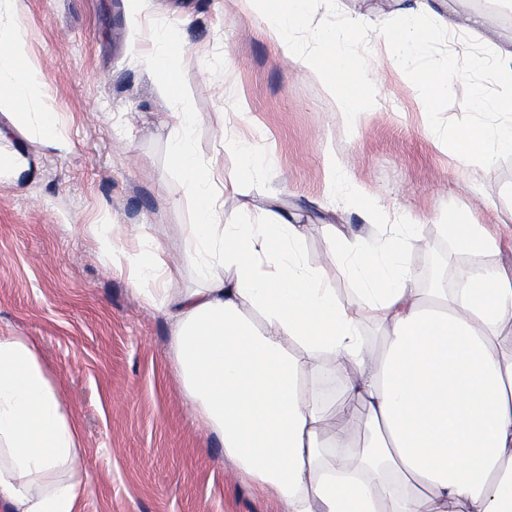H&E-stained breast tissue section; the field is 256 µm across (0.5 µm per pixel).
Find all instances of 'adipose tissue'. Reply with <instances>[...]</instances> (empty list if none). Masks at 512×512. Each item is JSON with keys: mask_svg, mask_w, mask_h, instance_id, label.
I'll use <instances>...</instances> for the list:
<instances>
[{"mask_svg": "<svg viewBox=\"0 0 512 512\" xmlns=\"http://www.w3.org/2000/svg\"><path fill=\"white\" fill-rule=\"evenodd\" d=\"M267 32L300 69L319 74L349 121L376 107L348 37L324 22L313 33L320 53L296 54L307 0H249ZM429 0H413L391 39L390 61L407 66L425 41ZM183 44L163 32L143 63L165 97L181 87L167 59ZM47 84L29 64L11 23L0 22V142L24 128L58 145L53 114L36 104ZM183 131L171 161L197 211L188 238L203 288L172 291L159 243L138 251L113 246L112 227L93 235L111 266L127 271L143 303L173 320L176 370L194 411L221 440L224 455L281 512H512V270L480 267L452 290L422 293L403 255L416 238L412 217L382 237L332 233L329 248L357 283L349 306L322 272L306 267L301 225L285 217L262 224L224 218L234 180L201 162ZM512 153V122L477 124L457 139V161L493 166ZM443 232L459 248L499 249L497 229L457 216ZM263 316L255 323L245 309ZM386 325V352L372 360L360 327ZM342 376L341 396L324 398L323 381ZM363 413L371 436L348 444ZM331 437H323L324 426ZM88 486L81 427L43 363L34 337L0 328V512H80Z\"/></svg>", "mask_w": 512, "mask_h": 512, "instance_id": "ef3b65f1", "label": "adipose tissue"}]
</instances>
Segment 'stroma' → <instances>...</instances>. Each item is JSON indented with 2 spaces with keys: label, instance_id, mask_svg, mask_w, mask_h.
Here are the masks:
<instances>
[{
  "label": "stroma",
  "instance_id": "obj_1",
  "mask_svg": "<svg viewBox=\"0 0 512 512\" xmlns=\"http://www.w3.org/2000/svg\"><path fill=\"white\" fill-rule=\"evenodd\" d=\"M397 0H309L310 24H352L354 62L378 92L375 111L347 123L321 77L283 56L245 0H21L14 22L48 85L65 149L22 132L10 148L38 163L33 180L0 183V327L35 337L82 425L91 484L83 512H280L225 459L197 419L175 371L173 327L106 263L90 233L114 227L116 243L144 237L166 252L172 287H201L186 231L195 221L171 163L176 115L197 113V156L236 182L224 217L255 224L270 211L305 227L307 264L345 301L355 285L329 252L323 227L382 235L390 216L418 219L405 260L418 288H454L480 265L512 266V250L475 256L442 231L449 214L512 236V154L457 170L455 136L475 121L473 89L505 96L492 47L512 40L501 0H437L415 68L388 60L383 37L399 25ZM495 17L492 29L448 30L451 12ZM174 30L193 61L177 67L179 100L164 99L142 56L157 30ZM485 61L434 98L416 71L449 58ZM239 142L228 150L225 140ZM261 164L245 169L242 152ZM348 184L333 187L332 171ZM363 195L352 200V189Z\"/></svg>",
  "mask_w": 512,
  "mask_h": 512
}]
</instances>
